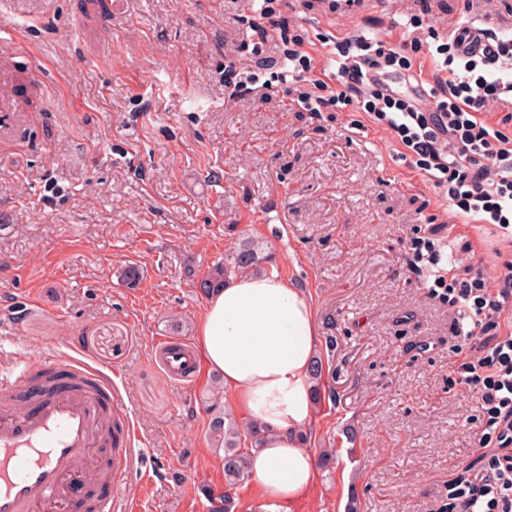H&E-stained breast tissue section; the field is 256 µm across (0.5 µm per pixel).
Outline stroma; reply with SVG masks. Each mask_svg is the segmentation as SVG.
<instances>
[{
  "instance_id": "stroma-1",
  "label": "stroma",
  "mask_w": 512,
  "mask_h": 512,
  "mask_svg": "<svg viewBox=\"0 0 512 512\" xmlns=\"http://www.w3.org/2000/svg\"><path fill=\"white\" fill-rule=\"evenodd\" d=\"M314 0H0V363L78 350L120 375L138 463L114 512H204L202 488L234 512H443L504 453L463 364L512 335L507 316L456 336L457 312L426 286L416 238L444 242L453 276L495 286L512 244L463 224L390 130L347 106L306 111L304 82H281L288 35L325 63L359 30L398 41L409 0H369L371 23ZM430 28L492 18L512 38V0H432ZM257 73L233 90L225 68ZM260 271L301 290L336 401L308 427L311 494L226 489L209 438L217 375L166 379L156 340L197 343L199 278L244 240ZM140 271L136 287L123 279Z\"/></svg>"
}]
</instances>
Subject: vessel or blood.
Listing matches in <instances>:
<instances>
[{
	"instance_id": "1",
	"label": "vessel or blood",
	"mask_w": 512,
	"mask_h": 512,
	"mask_svg": "<svg viewBox=\"0 0 512 512\" xmlns=\"http://www.w3.org/2000/svg\"><path fill=\"white\" fill-rule=\"evenodd\" d=\"M165 374L189 381V344L160 337ZM135 431L109 375L69 357L0 373V512H112Z\"/></svg>"
}]
</instances>
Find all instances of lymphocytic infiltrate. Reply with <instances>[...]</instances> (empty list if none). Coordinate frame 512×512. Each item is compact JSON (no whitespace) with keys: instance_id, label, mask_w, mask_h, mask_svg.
<instances>
[{"instance_id":"f902f5d3","label":"lymphocytic infiltrate","mask_w":512,"mask_h":512,"mask_svg":"<svg viewBox=\"0 0 512 512\" xmlns=\"http://www.w3.org/2000/svg\"><path fill=\"white\" fill-rule=\"evenodd\" d=\"M478 35L486 48L469 50ZM423 53L433 62L427 80L419 61ZM287 60L289 74L315 88L303 99L308 110L319 111L332 100L367 112L374 124L393 133L418 172L455 207L461 223L490 224L512 239V137L489 117L492 106L512 107V83L501 77L512 71L511 38L468 26L429 45L405 36L395 43L348 37L328 57L338 85L328 98L308 52L289 50ZM498 281L493 292L479 276L459 284L435 276L434 287L447 288L458 306L457 335H479L487 320L512 312V261L500 268ZM481 364L496 367V377L481 381L472 364L469 380L483 382L481 400L497 439L512 447V336L495 343Z\"/></svg>"}]
</instances>
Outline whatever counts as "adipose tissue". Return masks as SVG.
<instances>
[{"mask_svg": "<svg viewBox=\"0 0 512 512\" xmlns=\"http://www.w3.org/2000/svg\"><path fill=\"white\" fill-rule=\"evenodd\" d=\"M198 336L233 409L265 431L251 462L261 492L288 503L308 494L316 467L303 432L314 409L317 344L309 300L277 275L244 273L209 296Z\"/></svg>", "mask_w": 512, "mask_h": 512, "instance_id": "1", "label": "adipose tissue"}]
</instances>
